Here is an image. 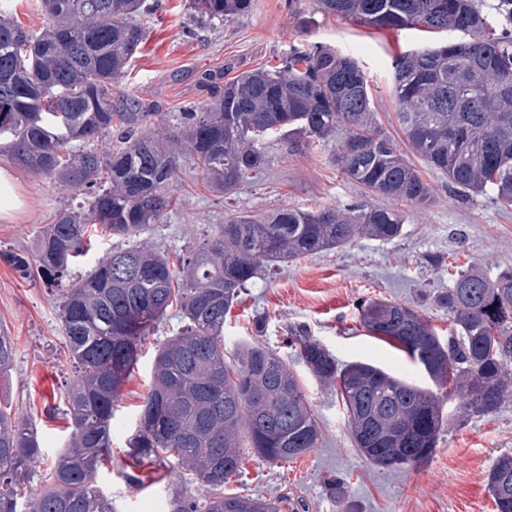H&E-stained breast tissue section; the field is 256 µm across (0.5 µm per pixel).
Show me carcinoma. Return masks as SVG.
I'll list each match as a JSON object with an SVG mask.
<instances>
[{
	"label": "carcinoma",
	"mask_w": 512,
	"mask_h": 512,
	"mask_svg": "<svg viewBox=\"0 0 512 512\" xmlns=\"http://www.w3.org/2000/svg\"><path fill=\"white\" fill-rule=\"evenodd\" d=\"M344 20L393 31L457 30L469 40L393 56L392 94L413 152L448 176L461 195L490 193L512 208V39L478 0H321ZM148 0H39V30L13 18L0 0V133L19 167L88 194L86 205L57 211L31 251L3 258L19 275L57 290L60 331L73 376L64 415L71 428L40 488L43 453L37 432L0 405V512H116L97 486L111 458L113 403L137 368L142 339L170 309L182 326L157 351L129 456L190 472L207 487L199 497L171 491L168 512H279V504L224 493L243 449L271 463L317 447L320 430L298 375L278 352L238 345L224 359V317L258 268L340 247L359 236L397 237L405 208L431 193L376 119L368 80L356 59L322 45L293 46L276 66L224 82L213 100L170 123L135 98L112 102L145 39ZM253 0H189L202 24L251 11ZM158 122L147 128L152 117ZM279 135L288 153L336 139L334 160L352 181L386 199L369 210L278 209L261 219L227 215L214 236L179 262L147 246L113 249L82 278L69 268L87 255L86 228L100 224L134 238L172 209L181 156H188L230 201L270 163L266 140ZM105 141L99 151L91 144ZM124 258L129 274L115 265ZM439 301L448 309V339L410 305L372 300L361 320L394 342L436 388L376 365H341L304 340L300 357L318 379L338 383L357 448L379 467L429 459L444 428V401L465 417L498 410L512 384V269L479 266L457 274ZM17 348L0 329V378ZM450 385L446 392L444 385ZM487 490L496 512H512V456L491 465Z\"/></svg>",
	"instance_id": "carcinoma-1"
}]
</instances>
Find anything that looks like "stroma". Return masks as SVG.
Listing matches in <instances>:
<instances>
[{"label":"stroma","mask_w":512,"mask_h":512,"mask_svg":"<svg viewBox=\"0 0 512 512\" xmlns=\"http://www.w3.org/2000/svg\"><path fill=\"white\" fill-rule=\"evenodd\" d=\"M187 4L158 0L146 38L115 96L156 105L173 119L209 103L205 75L228 79L279 63L290 46L319 43L358 61L384 130L403 149L408 143L395 120L391 93L393 55L423 42L464 38L458 31L430 34L359 25L326 12L320 0H254L247 14L200 26L192 21ZM267 152V171L257 182L240 187L235 209L264 215L287 207L367 210L382 203L342 174L333 159V142L314 144L295 155L274 143ZM0 167L12 170L25 201L11 223H0V252L31 249L57 210L84 200L82 194L14 166L6 155H0ZM415 167L429 184L431 199L408 212L400 236L389 241L361 237L278 270L262 271L226 316L225 348L259 343L287 357L321 429L316 448L286 463L274 465L244 449L240 472L227 480L226 493L282 499V512L297 505L302 512H495L486 476L497 457L512 455V396L496 412L472 418L462 417L456 400H449L445 430L433 455L420 464L381 468L354 448L335 386L316 379L297 356L305 338L321 344L339 363L367 362L427 382V375L404 352L362 326L363 304L379 298L414 305L444 336L448 311L438 297L453 274L472 264L493 273L512 268V209L500 207L488 194L461 197L447 177L423 161ZM178 195V208L138 237L140 243L161 246L172 256L214 234L227 213L207 179L187 163L179 174ZM180 327V319L171 315L148 336L112 411V460L101 467L98 481L119 512H167L168 495L177 487L188 485L196 495L207 494L206 488L191 485L188 475L155 464L135 468L126 457L156 351ZM0 328L18 349L11 376L0 381V400L36 426L42 463L50 465L68 431L63 418H47L45 408L62 405L72 375L57 298L45 286L22 279L2 260ZM331 478L345 480V502L330 498L326 483Z\"/></svg>","instance_id":"35a3bbf8"}]
</instances>
